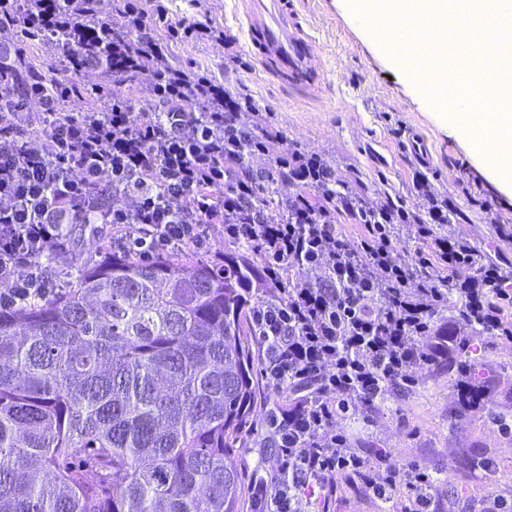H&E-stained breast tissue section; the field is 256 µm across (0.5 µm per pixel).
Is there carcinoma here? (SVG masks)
Listing matches in <instances>:
<instances>
[{
    "mask_svg": "<svg viewBox=\"0 0 512 512\" xmlns=\"http://www.w3.org/2000/svg\"><path fill=\"white\" fill-rule=\"evenodd\" d=\"M17 83L0 84L14 106ZM250 274L130 253L0 311V512H236Z\"/></svg>",
    "mask_w": 512,
    "mask_h": 512,
    "instance_id": "obj_1",
    "label": "carcinoma"
}]
</instances>
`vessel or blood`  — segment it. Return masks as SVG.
Returning a JSON list of instances; mask_svg holds the SVG:
<instances>
[{
  "mask_svg": "<svg viewBox=\"0 0 512 512\" xmlns=\"http://www.w3.org/2000/svg\"><path fill=\"white\" fill-rule=\"evenodd\" d=\"M247 48L262 74L289 99L321 97L323 73L316 41L297 0H241Z\"/></svg>",
  "mask_w": 512,
  "mask_h": 512,
  "instance_id": "1",
  "label": "vessel or blood"
}]
</instances>
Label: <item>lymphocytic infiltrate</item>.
I'll list each match as a JSON object with an SVG mask.
<instances>
[{"mask_svg":"<svg viewBox=\"0 0 512 512\" xmlns=\"http://www.w3.org/2000/svg\"><path fill=\"white\" fill-rule=\"evenodd\" d=\"M191 3L178 17L170 0H114L104 23L95 0H0V74L22 85L0 108V308L52 294L41 258L69 253L71 224L111 225L112 249L145 258L217 239L261 255L250 322L265 384L288 403L266 410L278 470L253 474L251 512H303L309 489L331 512L341 477L385 502L407 489L403 512H432L428 472L334 426L353 413L372 424L389 391L456 350L481 358V336L512 342V260L448 234L447 200L429 194L413 210L368 197L323 154L272 151L282 133L254 100L210 69L191 79L172 65V46L229 42ZM31 40L67 73L54 95L26 66ZM89 70L96 112L70 81ZM128 82L138 94L109 89ZM272 184L293 191L271 199Z\"/></svg>","mask_w":512,"mask_h":512,"instance_id":"lymphocytic-infiltrate-1","label":"lymphocytic infiltrate"}]
</instances>
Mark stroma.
I'll return each mask as SVG.
<instances>
[{"label":"stroma","instance_id":"obj_1","mask_svg":"<svg viewBox=\"0 0 512 512\" xmlns=\"http://www.w3.org/2000/svg\"><path fill=\"white\" fill-rule=\"evenodd\" d=\"M211 18L234 40L233 47L205 43L177 47L176 61L210 68L226 89L268 106L286 144L333 154L341 173L359 181L369 197L390 195L412 207L424 191L446 198L452 227L476 244L495 240V227L512 225V196L489 174L481 155L457 135L445 114L424 101L354 15L350 0H308L307 22L327 91L317 102L289 100L260 72L245 47L234 0H208ZM427 153L416 158L411 138ZM112 230L90 224L76 235L70 253L53 256L55 272H67L104 257L100 248ZM496 241V240H495ZM484 372L491 376L482 400L459 410V376L447 362L423 373L416 388L389 395L370 427L350 425L358 447L392 449L397 463H416L436 476L438 512H481L487 487L512 495V438L489 425L487 408L512 415V343L483 337ZM265 387H257L250 434L234 459L241 484L252 472L275 473V448L268 439Z\"/></svg>","mask_w":512,"mask_h":512}]
</instances>
